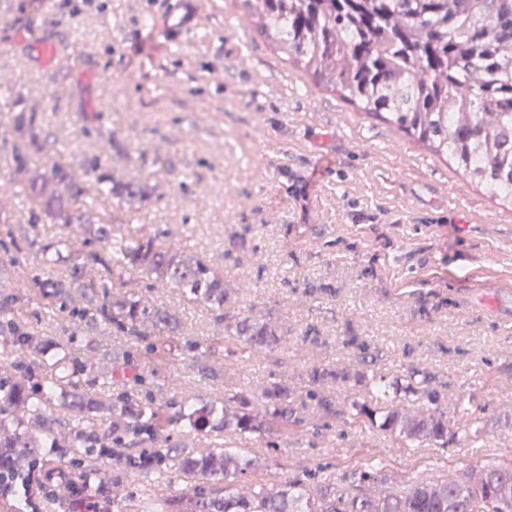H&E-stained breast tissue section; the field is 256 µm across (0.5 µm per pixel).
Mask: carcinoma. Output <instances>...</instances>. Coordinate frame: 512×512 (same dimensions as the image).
<instances>
[{
	"label": "carcinoma",
	"mask_w": 512,
	"mask_h": 512,
	"mask_svg": "<svg viewBox=\"0 0 512 512\" xmlns=\"http://www.w3.org/2000/svg\"><path fill=\"white\" fill-rule=\"evenodd\" d=\"M252 25L288 45L341 98L449 157L468 179L512 204V0H246ZM27 224H60L66 236L40 246L25 287L65 315L66 341L50 340L14 314L0 291V500L12 512H58L63 504L111 512H512V460L470 468L450 481L418 473L398 481L386 466L336 477L331 465L269 478L292 436L330 445L365 424L399 448L448 443V411L477 439L484 424L448 397V380L411 367L386 378L362 367L314 364L310 388L273 380L204 396L168 394L160 371L175 359L260 358L282 343L251 311L229 316L224 336L186 334L184 311L166 293L208 309H233L212 257L167 247L142 230L116 234L102 206L114 194L149 196L88 163L95 187L63 164L28 163L40 149L36 113L12 125ZM121 339L95 360L83 346L97 324ZM99 369L107 385L85 387ZM363 388V399L336 391ZM255 438L262 447L243 449ZM176 477L183 491L157 488Z\"/></svg>",
	"instance_id": "obj_1"
}]
</instances>
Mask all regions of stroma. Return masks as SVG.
Segmentation results:
<instances>
[{
	"instance_id": "35a3bbf8",
	"label": "stroma",
	"mask_w": 512,
	"mask_h": 512,
	"mask_svg": "<svg viewBox=\"0 0 512 512\" xmlns=\"http://www.w3.org/2000/svg\"><path fill=\"white\" fill-rule=\"evenodd\" d=\"M166 0H0V239L27 235L13 181L11 126L36 110L40 151L83 176L98 159L114 179L147 185L132 206L162 243L221 259L241 306L269 320L281 348L215 366L176 362L168 385L251 388L307 383L300 342L315 330L323 362L357 366L347 339L371 345L378 367L447 377L487 432L420 452L390 436L350 432L335 446L291 442L278 478L331 464L336 473L384 462L396 477L425 466L458 474L512 459V301L482 304L466 270L512 277V205L489 197L445 155L343 101L244 27V0H208L184 44L165 46L152 17ZM64 47L52 62L26 41L33 15Z\"/></svg>"
}]
</instances>
